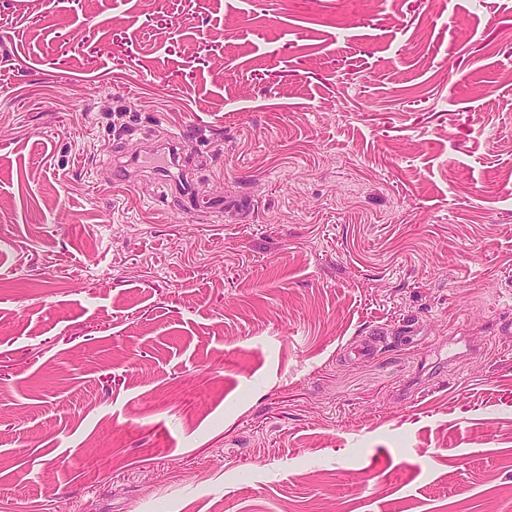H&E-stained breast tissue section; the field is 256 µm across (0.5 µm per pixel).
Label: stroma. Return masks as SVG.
Listing matches in <instances>:
<instances>
[{
    "label": "stroma",
    "instance_id": "1",
    "mask_svg": "<svg viewBox=\"0 0 512 512\" xmlns=\"http://www.w3.org/2000/svg\"><path fill=\"white\" fill-rule=\"evenodd\" d=\"M509 323L512 0H0V512H512Z\"/></svg>",
    "mask_w": 512,
    "mask_h": 512
}]
</instances>
